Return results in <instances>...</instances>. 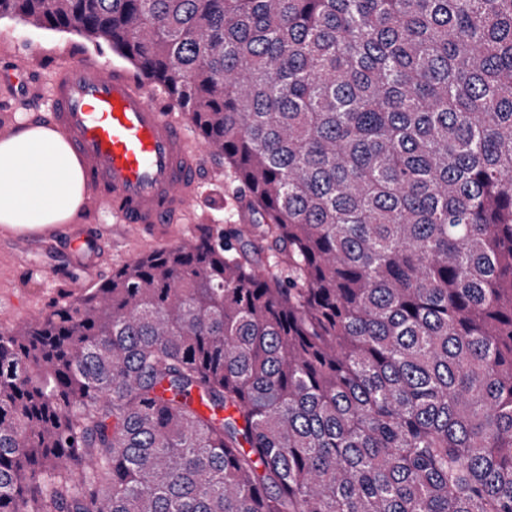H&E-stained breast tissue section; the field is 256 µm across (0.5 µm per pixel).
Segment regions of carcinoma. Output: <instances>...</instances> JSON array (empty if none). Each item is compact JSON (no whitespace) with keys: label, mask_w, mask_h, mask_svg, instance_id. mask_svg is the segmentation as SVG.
Returning a JSON list of instances; mask_svg holds the SVG:
<instances>
[{"label":"carcinoma","mask_w":512,"mask_h":512,"mask_svg":"<svg viewBox=\"0 0 512 512\" xmlns=\"http://www.w3.org/2000/svg\"><path fill=\"white\" fill-rule=\"evenodd\" d=\"M5 15L109 44L263 223L0 327V512H512V0Z\"/></svg>","instance_id":"obj_1"}]
</instances>
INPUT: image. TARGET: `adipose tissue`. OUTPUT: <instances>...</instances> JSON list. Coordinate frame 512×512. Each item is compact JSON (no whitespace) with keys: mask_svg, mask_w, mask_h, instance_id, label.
I'll return each instance as SVG.
<instances>
[{"mask_svg":"<svg viewBox=\"0 0 512 512\" xmlns=\"http://www.w3.org/2000/svg\"><path fill=\"white\" fill-rule=\"evenodd\" d=\"M84 195L81 164L54 127L23 122L0 138V226L32 230L66 223Z\"/></svg>","mask_w":512,"mask_h":512,"instance_id":"1","label":"adipose tissue"}]
</instances>
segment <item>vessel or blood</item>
I'll use <instances>...</instances> for the list:
<instances>
[{"label":"vessel or blood","instance_id":"obj_1","mask_svg":"<svg viewBox=\"0 0 512 512\" xmlns=\"http://www.w3.org/2000/svg\"><path fill=\"white\" fill-rule=\"evenodd\" d=\"M48 119L82 168L89 199L123 224H178L205 159L187 114L162 111L123 70L75 59L51 84Z\"/></svg>","mask_w":512,"mask_h":512}]
</instances>
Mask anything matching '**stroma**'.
I'll use <instances>...</instances> for the list:
<instances>
[{
	"label": "stroma",
	"instance_id": "obj_1",
	"mask_svg": "<svg viewBox=\"0 0 512 512\" xmlns=\"http://www.w3.org/2000/svg\"><path fill=\"white\" fill-rule=\"evenodd\" d=\"M89 59L136 74L131 63L113 53L108 44L96 45L74 32L40 28L19 19H0V137L27 116H44L50 87L58 69L74 59ZM245 199L220 157H207L193 206L174 238L216 237L231 224L241 223ZM111 209L102 203L84 204L75 217L76 228L93 232L95 226H113L102 234L97 267L81 266L78 279H69L62 239H46L27 246L22 255L0 249V326L24 319L67 300L71 287L86 288L109 279L113 270L152 251L143 242V230L115 229Z\"/></svg>",
	"mask_w": 512,
	"mask_h": 512
}]
</instances>
